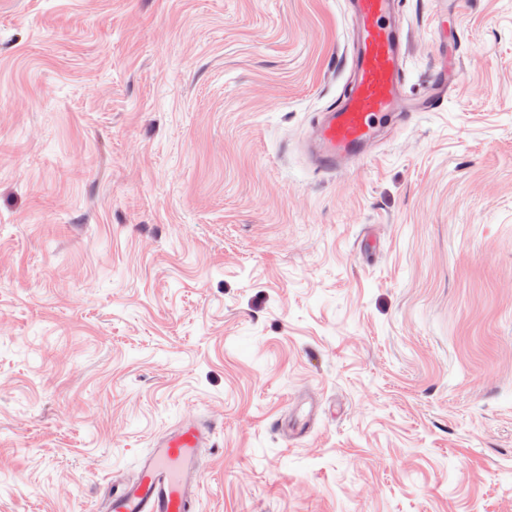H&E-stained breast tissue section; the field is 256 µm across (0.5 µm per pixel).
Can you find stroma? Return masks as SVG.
I'll use <instances>...</instances> for the list:
<instances>
[{
	"mask_svg": "<svg viewBox=\"0 0 512 512\" xmlns=\"http://www.w3.org/2000/svg\"><path fill=\"white\" fill-rule=\"evenodd\" d=\"M402 14L447 98L321 175L345 0H0V512L195 417L197 512H512V0Z\"/></svg>",
	"mask_w": 512,
	"mask_h": 512,
	"instance_id": "1",
	"label": "stroma"
}]
</instances>
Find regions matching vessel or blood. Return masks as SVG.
I'll return each instance as SVG.
<instances>
[{"label": "vessel or blood", "instance_id": "vessel-or-blood-1", "mask_svg": "<svg viewBox=\"0 0 512 512\" xmlns=\"http://www.w3.org/2000/svg\"><path fill=\"white\" fill-rule=\"evenodd\" d=\"M352 34L350 78L337 101L311 126L304 150L321 174L361 166L380 131L431 112L448 91L446 71H436L416 95L405 90L404 32L400 0H348ZM214 430L189 421L156 438L133 478L109 484L95 512H194L203 474L201 457Z\"/></svg>", "mask_w": 512, "mask_h": 512}]
</instances>
